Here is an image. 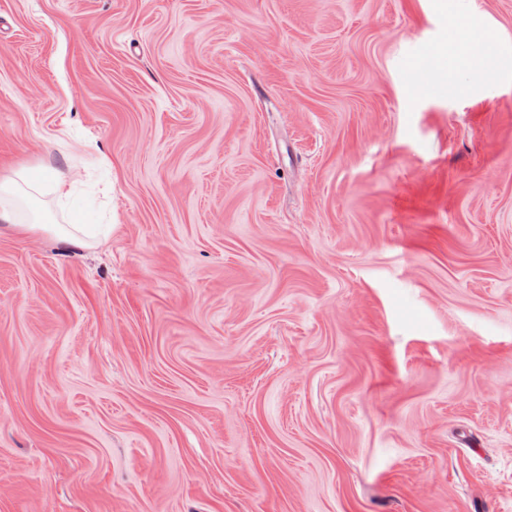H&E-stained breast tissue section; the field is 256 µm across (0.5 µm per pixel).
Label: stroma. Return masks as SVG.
Masks as SVG:
<instances>
[{
    "mask_svg": "<svg viewBox=\"0 0 512 512\" xmlns=\"http://www.w3.org/2000/svg\"><path fill=\"white\" fill-rule=\"evenodd\" d=\"M19 165L0 512H512V0H0ZM493 36L489 32L482 35H469L468 46H459L455 52V38H450L433 56L431 63L439 69L448 70V52L454 56V63L448 72V83L458 85V77L466 71H473L472 63L478 62L483 68L491 58L490 49ZM43 178H47L45 173L36 177L25 169L14 172L13 176H8L0 181V223L12 224L20 233L26 234L36 230L51 232L57 241L62 244L72 246H87L86 241L79 235L91 236L90 224H39L42 219L36 215L34 224H17L14 202L18 196H27L30 202H34L33 196L26 190H38V184Z\"/></svg>",
    "mask_w": 512,
    "mask_h": 512,
    "instance_id": "35a3bbf8",
    "label": "stroma"
}]
</instances>
